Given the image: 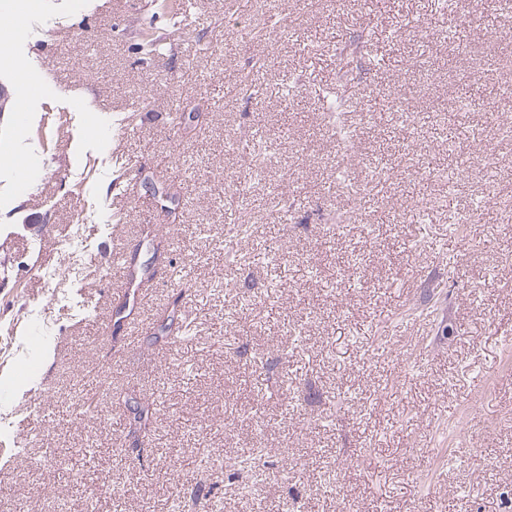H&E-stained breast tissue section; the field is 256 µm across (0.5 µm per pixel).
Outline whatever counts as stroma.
Returning <instances> with one entry per match:
<instances>
[{
	"mask_svg": "<svg viewBox=\"0 0 512 512\" xmlns=\"http://www.w3.org/2000/svg\"><path fill=\"white\" fill-rule=\"evenodd\" d=\"M19 2L0 0L14 22L0 84L15 92L33 50L77 95L0 112V154L42 171L22 192L0 163V441L28 403L44 417L28 453L0 465V512H168L176 497L183 512H512V220L448 232L485 173L512 182L499 134L512 56L495 53L512 20L496 0H467L461 16L437 0H194L195 42L154 56L137 43L172 24L158 0H41L27 16ZM274 14L289 36L244 37ZM246 71L259 95L236 90ZM322 87L345 99L353 143L331 135ZM463 93L474 106L460 112ZM181 113L192 121L177 125ZM451 121L468 153L449 154ZM250 137L268 144L258 183L242 180ZM434 159L458 165L454 193ZM377 167L381 191L352 194ZM128 174L133 190L115 198ZM238 184L252 231L236 249L277 263L224 258ZM280 192L289 217L274 224L263 202ZM149 228L162 255L134 338L114 320L124 291L105 258L126 236L142 270ZM76 230L102 262L72 273ZM245 294L257 310L225 322ZM167 315L195 331L181 349L152 341ZM127 397L154 404L149 437L130 430ZM84 400L94 415H78ZM252 448L260 472L201 468Z\"/></svg>",
	"mask_w": 512,
	"mask_h": 512,
	"instance_id": "obj_1",
	"label": "stroma"
}]
</instances>
